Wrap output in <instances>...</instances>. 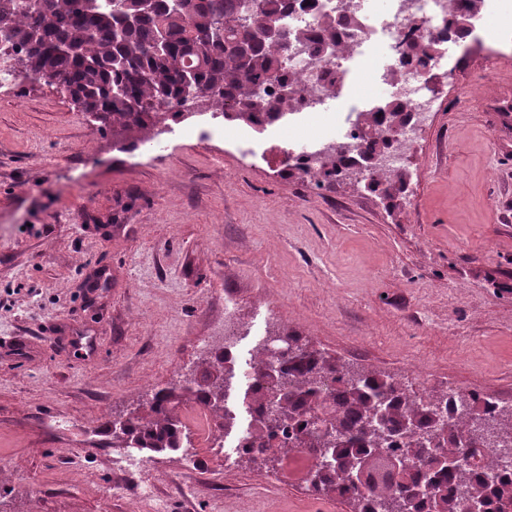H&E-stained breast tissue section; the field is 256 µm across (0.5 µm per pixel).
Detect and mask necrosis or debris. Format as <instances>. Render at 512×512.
<instances>
[{"mask_svg":"<svg viewBox=\"0 0 512 512\" xmlns=\"http://www.w3.org/2000/svg\"><path fill=\"white\" fill-rule=\"evenodd\" d=\"M338 12L352 20L345 37L350 52L322 58L307 48L290 60L291 67L302 75L297 112L304 121L300 134L304 149L293 154L292 161L311 166V151L322 142L361 149L362 137L355 120L319 112L316 104L327 99L331 86H344L352 62L366 55L377 43L391 59L381 79L393 88L394 98L404 101L410 112L408 121L396 135L394 149L388 153L389 170L405 173L407 152L431 117L433 100L429 82L436 68L404 63L402 51L409 42L447 44L451 35L448 0H386L377 16L373 15L369 0H316L311 9L303 8L301 0H290L283 24L292 30H310L315 28L319 14Z\"/></svg>","mask_w":512,"mask_h":512,"instance_id":"4bbe7bcc","label":"necrosis or debris"}]
</instances>
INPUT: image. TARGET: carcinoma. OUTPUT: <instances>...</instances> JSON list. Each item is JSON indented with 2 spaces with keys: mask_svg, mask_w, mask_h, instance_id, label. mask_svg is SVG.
<instances>
[{
  "mask_svg": "<svg viewBox=\"0 0 512 512\" xmlns=\"http://www.w3.org/2000/svg\"><path fill=\"white\" fill-rule=\"evenodd\" d=\"M457 32L481 10L483 0H454ZM243 17L244 0H0V35L8 58L17 59L29 77L54 85L82 111L103 125L140 141L152 140L156 117L171 101L186 102V87L206 97L211 109L229 121L259 124L281 118L297 102L299 74L288 67V52L277 39H259L250 24L281 23L286 0H255ZM336 16L324 14L316 29L291 34L306 39L316 52L329 55L344 48ZM168 49L154 51L160 33ZM437 47L411 43L407 57L425 67ZM292 89L293 95L270 94L265 87ZM409 116L402 102L387 101L359 113L357 125L369 141L361 158L371 165L372 151L392 143V131ZM325 175H345L349 163L333 150L323 162ZM367 189H381L393 201L405 179L372 170ZM293 348L275 352L256 347L247 398L252 424L243 435L251 444L244 456L256 460L284 457L296 448L321 451L329 464L310 489L350 501L353 512H512V477L490 478L488 456L495 440L512 437V405L491 397H461L465 418L447 414L448 389L412 391L406 379L356 368L313 350L296 336ZM235 362L217 350L199 358L191 377L177 387L158 388L138 401L118 426L107 428L112 447L161 453L182 448L187 428L179 417L184 405H204L221 432L235 424L227 407ZM409 466L391 477L393 460ZM366 469V491L349 481Z\"/></svg>",
  "mask_w": 512,
  "mask_h": 512,
  "instance_id": "1",
  "label": "carcinoma"
}]
</instances>
